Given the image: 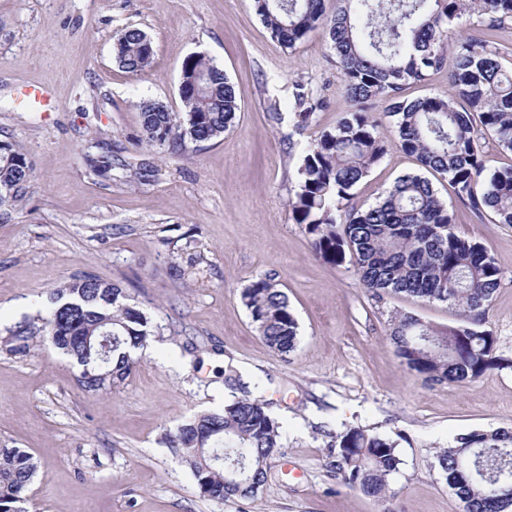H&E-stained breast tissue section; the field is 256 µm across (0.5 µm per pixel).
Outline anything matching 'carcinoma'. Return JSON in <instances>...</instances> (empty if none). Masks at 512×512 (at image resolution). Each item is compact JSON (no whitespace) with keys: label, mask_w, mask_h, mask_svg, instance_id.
<instances>
[{"label":"carcinoma","mask_w":512,"mask_h":512,"mask_svg":"<svg viewBox=\"0 0 512 512\" xmlns=\"http://www.w3.org/2000/svg\"><path fill=\"white\" fill-rule=\"evenodd\" d=\"M325 16V0H255L264 25L291 49L323 25L336 55L341 86L357 109L332 130L321 132L303 151L296 190L289 206L313 237L315 253L333 264L350 260L361 284L381 300L404 294L445 303L460 313V323L437 329L412 314H395L387 338L402 366L426 381L462 384L495 370L512 368L496 354L486 329L488 312L500 288V271L480 243L459 236L432 182L405 174L366 207H347L354 189L387 154L378 133L381 118L369 110L388 103L400 149L428 172L448 178L456 196L478 218L492 213L512 224V166L486 174L482 159L486 134L512 152V68L502 64L501 48L489 39L455 38V24L477 15L493 30L512 20V0H336ZM147 35L128 28L118 37L122 68L143 72L153 61ZM455 63L448 71V93L404 100L408 83H422L444 68L448 46ZM183 112L153 100L140 103L142 138L150 146L185 151L220 138L233 126L239 97L224 70L201 54L182 66ZM325 105L299 84L295 117L302 124ZM32 178L25 155L0 142V219L5 206L21 201ZM258 334L280 355L296 349L298 320L286 294L271 276L251 282L242 294ZM37 326L28 320L10 330V351L26 354L36 334L81 367L84 390L108 393L135 369L134 352L154 330L150 317L129 303L117 284L83 276L53 289ZM328 456L342 484L380 502L398 492L390 478L401 459L395 441L360 427L327 432ZM282 425L266 404L244 396L205 413L166 434L205 496L250 498L227 470L198 449L211 448L227 464L247 465L263 485L267 460L283 448ZM440 476L463 504V512H512V431L471 430L457 435L436 455ZM34 457L20 448H0V512H24L26 492L37 472Z\"/></svg>","instance_id":"1"}]
</instances>
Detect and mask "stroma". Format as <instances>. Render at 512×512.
I'll return each instance as SVG.
<instances>
[{
	"mask_svg": "<svg viewBox=\"0 0 512 512\" xmlns=\"http://www.w3.org/2000/svg\"><path fill=\"white\" fill-rule=\"evenodd\" d=\"M141 29L150 71L123 69L117 37ZM224 69L240 110L224 136L173 153L140 143L138 103L182 109L183 61ZM326 101L296 124V84ZM324 28L295 48L273 39L253 0H0V140L33 169L24 199L0 221V447L26 450L38 470L26 512H384L341 486L326 430L360 426L395 440L399 512H462L436 454L461 433L512 428V369L430 385L405 370L386 332L391 315L437 327L455 311L405 295L375 299L350 263L316 255L295 222L299 150L352 111ZM391 146L357 186L354 205L416 160ZM108 156L111 171L90 159ZM430 181L455 232L485 246L501 272L487 317L498 355L512 359V224L476 218L438 174ZM94 275L117 283L157 327L131 375L109 394L84 391L80 369L37 336L9 352L7 330L42 312L50 291ZM269 275L288 297L300 341L288 357L261 339L242 302ZM248 374L284 427L268 480L248 499L204 497L164 437L221 410Z\"/></svg>",
	"mask_w": 512,
	"mask_h": 512,
	"instance_id": "obj_1",
	"label": "stroma"
}]
</instances>
